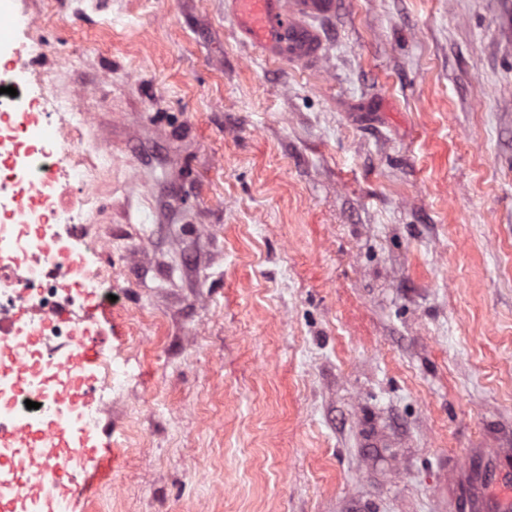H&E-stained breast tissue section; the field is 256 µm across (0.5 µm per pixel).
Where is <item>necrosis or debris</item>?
I'll return each instance as SVG.
<instances>
[{"mask_svg": "<svg viewBox=\"0 0 512 512\" xmlns=\"http://www.w3.org/2000/svg\"><path fill=\"white\" fill-rule=\"evenodd\" d=\"M84 124L68 99L41 90L24 99L0 95V195L18 186L30 189L24 211L0 207V312L25 304L41 309L40 317L12 327L7 339L21 346L25 336H41L42 370L21 389L0 377V400L8 402L15 421L30 431L43 428L47 416L65 417L66 406L56 401L48 369L61 362L57 341L71 342L92 335V325L58 319V304H81L95 298L107 302L112 275L95 265L105 241L86 224L97 203L93 186L112 157L102 150H79L73 137ZM122 373L111 356H103L91 381L93 397L80 421L95 428L121 386ZM34 408H27V401Z\"/></svg>", "mask_w": 512, "mask_h": 512, "instance_id": "necrosis-or-debris-1", "label": "necrosis or debris"}]
</instances>
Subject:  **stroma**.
<instances>
[{
	"label": "stroma",
	"instance_id": "1",
	"mask_svg": "<svg viewBox=\"0 0 512 512\" xmlns=\"http://www.w3.org/2000/svg\"><path fill=\"white\" fill-rule=\"evenodd\" d=\"M0 12L112 154L76 512H448L512 436V0H340L313 69L225 0Z\"/></svg>",
	"mask_w": 512,
	"mask_h": 512
}]
</instances>
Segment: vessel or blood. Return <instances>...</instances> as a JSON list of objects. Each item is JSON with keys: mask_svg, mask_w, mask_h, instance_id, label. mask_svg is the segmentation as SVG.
<instances>
[{"mask_svg": "<svg viewBox=\"0 0 512 512\" xmlns=\"http://www.w3.org/2000/svg\"><path fill=\"white\" fill-rule=\"evenodd\" d=\"M338 6L339 0H228L241 41L256 45L269 59L301 66L320 62L324 54L322 34L312 19L334 15ZM100 354L94 337L79 339L68 351L65 366L78 384L59 389V396L74 406L86 404L88 391L82 382ZM47 433L56 439V447L43 461L30 463L21 454L37 442V434L19 428L0 433V440L11 445L10 453L0 456V466L12 474L0 485V512H29L34 500L40 502L41 512H56L60 503L89 495V482L79 481L71 464L95 459V435L57 421L48 422ZM448 507L450 512H512V459L471 449L448 475Z\"/></svg>", "mask_w": 512, "mask_h": 512, "instance_id": "1", "label": "vessel or blood"}]
</instances>
